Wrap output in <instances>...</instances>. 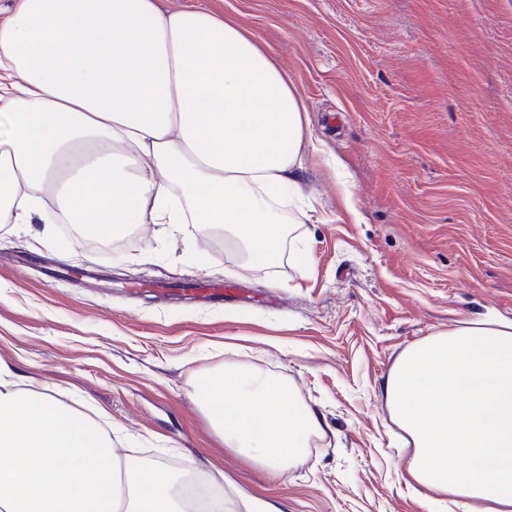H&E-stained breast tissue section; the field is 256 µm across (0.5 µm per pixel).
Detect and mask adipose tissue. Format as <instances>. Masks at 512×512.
<instances>
[{
    "mask_svg": "<svg viewBox=\"0 0 512 512\" xmlns=\"http://www.w3.org/2000/svg\"><path fill=\"white\" fill-rule=\"evenodd\" d=\"M0 221L105 239L123 224H217L243 268L284 248L307 108L237 18L162 0H13L0 12ZM428 506L512 512V321H466L405 350L384 385ZM194 397L226 445L283 476L318 414L249 368ZM462 456L466 466H449ZM193 470L117 457L112 430L0 363V512H192Z\"/></svg>",
    "mask_w": 512,
    "mask_h": 512,
    "instance_id": "1",
    "label": "adipose tissue"
}]
</instances>
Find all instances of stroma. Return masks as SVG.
Masks as SVG:
<instances>
[{
	"label": "stroma",
	"instance_id": "1",
	"mask_svg": "<svg viewBox=\"0 0 512 512\" xmlns=\"http://www.w3.org/2000/svg\"><path fill=\"white\" fill-rule=\"evenodd\" d=\"M251 26L300 89L307 259L240 269L222 229L123 226L108 247L59 224L0 232V361L90 401L118 456L204 464L284 512H427L383 384L462 321L512 319V0H165ZM191 278L229 284L219 304ZM229 365L264 372L323 434L274 479L192 398Z\"/></svg>",
	"mask_w": 512,
	"mask_h": 512
}]
</instances>
